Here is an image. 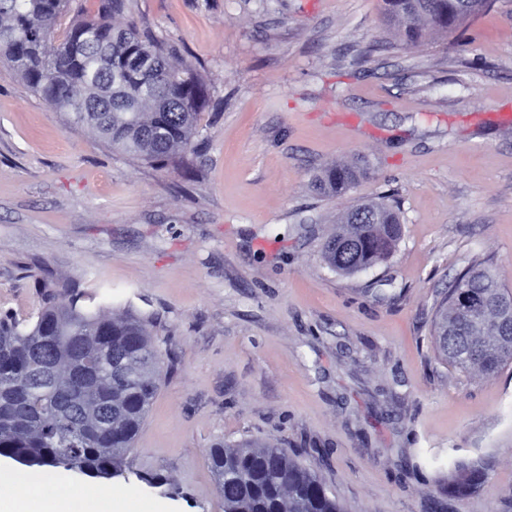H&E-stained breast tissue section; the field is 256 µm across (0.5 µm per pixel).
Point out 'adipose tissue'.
Here are the masks:
<instances>
[{
  "instance_id": "obj_1",
  "label": "adipose tissue",
  "mask_w": 512,
  "mask_h": 512,
  "mask_svg": "<svg viewBox=\"0 0 512 512\" xmlns=\"http://www.w3.org/2000/svg\"><path fill=\"white\" fill-rule=\"evenodd\" d=\"M47 473L21 475L0 467V512H128L111 487L101 486L75 493L51 492L46 488ZM26 484L23 495H16V484Z\"/></svg>"
}]
</instances>
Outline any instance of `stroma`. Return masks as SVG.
<instances>
[{"label": "stroma", "instance_id": "obj_1", "mask_svg": "<svg viewBox=\"0 0 512 512\" xmlns=\"http://www.w3.org/2000/svg\"><path fill=\"white\" fill-rule=\"evenodd\" d=\"M210 97L199 146L113 152L0 63V313L46 285L144 321L157 395L114 493L135 512H224L217 442L288 449L346 512H512V363L438 358L449 282L492 263L512 288V0L462 32L394 45L380 0H128ZM368 173L344 197L314 175ZM389 198L403 238L345 276L337 216ZM460 461L481 485L449 498ZM363 175L357 166L334 163L321 170L315 177V185L322 194L331 197L344 196Z\"/></svg>", "mask_w": 512, "mask_h": 512}]
</instances>
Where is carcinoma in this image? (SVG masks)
Here are the masks:
<instances>
[{"mask_svg":"<svg viewBox=\"0 0 512 512\" xmlns=\"http://www.w3.org/2000/svg\"><path fill=\"white\" fill-rule=\"evenodd\" d=\"M73 0H0V57L37 94L71 122L87 127L113 149L149 162H165L193 151L198 116L209 96L191 65L176 61V49L142 32L136 23H116L127 0H98L93 16L75 14L63 37L59 20ZM384 24L406 47L427 37L446 36L464 25L458 16L493 0H382ZM363 169L334 163L315 185L331 197L344 196ZM367 208L368 224L343 216L322 244L327 265L343 275L386 262L403 235L392 205ZM481 296L473 321L461 297ZM83 296L47 290L36 321L0 317V457L27 468L61 467L93 479L123 474L132 447L158 390V353L146 325L132 317L85 309ZM512 311V291L497 273L479 263L448 286L435 323L441 358L462 370L490 377L512 363V343L500 338V318ZM58 359L46 389L31 380L45 341ZM115 351L138 374L117 382L96 364L100 351ZM73 394L84 414L68 419L53 411V399ZM112 408V420L98 416ZM210 465L224 500V512H343L317 474L286 448L223 442L210 448ZM484 468L461 462L448 479V496L460 497L484 479Z\"/></svg>","mask_w":512,"mask_h":512,"instance_id":"obj_1","label":"carcinoma"}]
</instances>
